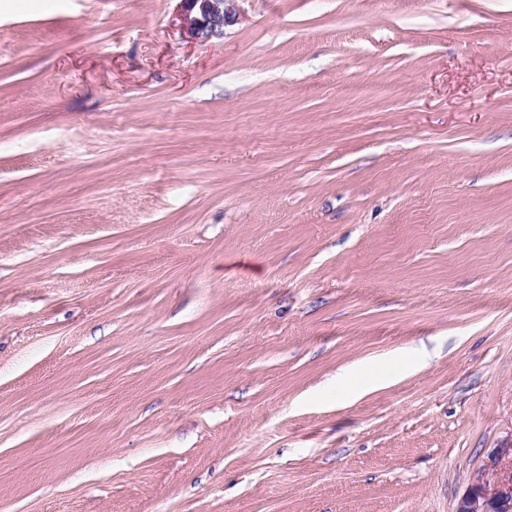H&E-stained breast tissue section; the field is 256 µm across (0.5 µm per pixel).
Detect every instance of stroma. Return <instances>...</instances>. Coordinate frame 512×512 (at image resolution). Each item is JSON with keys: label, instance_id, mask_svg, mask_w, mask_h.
Masks as SVG:
<instances>
[{"label": "stroma", "instance_id": "stroma-1", "mask_svg": "<svg viewBox=\"0 0 512 512\" xmlns=\"http://www.w3.org/2000/svg\"><path fill=\"white\" fill-rule=\"evenodd\" d=\"M237 9L0 0V512H455L512 441V0ZM184 23L190 37L210 40L224 35L225 27L237 20L238 0H180Z\"/></svg>", "mask_w": 512, "mask_h": 512}]
</instances>
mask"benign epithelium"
<instances>
[{"mask_svg":"<svg viewBox=\"0 0 512 512\" xmlns=\"http://www.w3.org/2000/svg\"><path fill=\"white\" fill-rule=\"evenodd\" d=\"M190 37L210 40L224 35L237 20L236 0H181ZM493 479L475 480L455 512H512V442L498 448L491 459Z\"/></svg>","mask_w":512,"mask_h":512,"instance_id":"obj_1","label":"benign epithelium"}]
</instances>
